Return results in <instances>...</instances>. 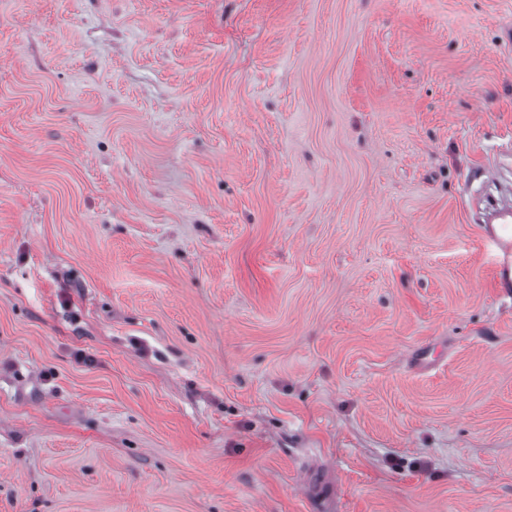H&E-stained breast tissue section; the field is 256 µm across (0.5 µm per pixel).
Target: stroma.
Returning a JSON list of instances; mask_svg holds the SVG:
<instances>
[{
	"instance_id": "obj_1",
	"label": "stroma",
	"mask_w": 512,
	"mask_h": 512,
	"mask_svg": "<svg viewBox=\"0 0 512 512\" xmlns=\"http://www.w3.org/2000/svg\"><path fill=\"white\" fill-rule=\"evenodd\" d=\"M512 0H0V512H512ZM499 234H491L487 244L492 250L496 275L512 273V226L503 223Z\"/></svg>"
}]
</instances>
